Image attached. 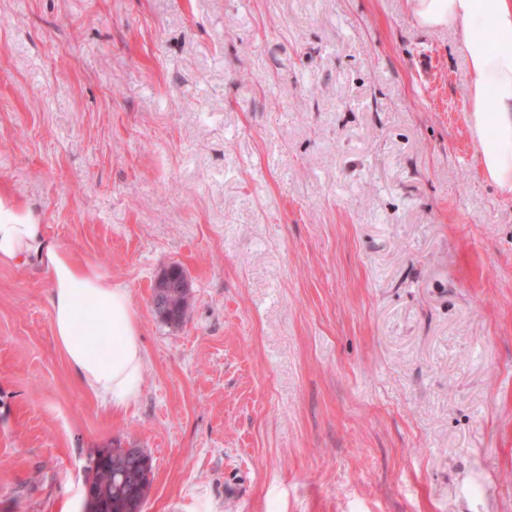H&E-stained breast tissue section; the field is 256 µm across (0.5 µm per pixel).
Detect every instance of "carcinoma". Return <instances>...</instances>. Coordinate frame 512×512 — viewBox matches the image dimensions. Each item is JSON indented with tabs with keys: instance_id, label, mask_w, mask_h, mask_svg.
I'll return each mask as SVG.
<instances>
[{
	"instance_id": "1",
	"label": "carcinoma",
	"mask_w": 512,
	"mask_h": 512,
	"mask_svg": "<svg viewBox=\"0 0 512 512\" xmlns=\"http://www.w3.org/2000/svg\"><path fill=\"white\" fill-rule=\"evenodd\" d=\"M152 308L165 323L179 326L193 302L182 288H156ZM152 459L142 448L121 444L96 451L85 484L95 497L92 512H141L152 485Z\"/></svg>"
}]
</instances>
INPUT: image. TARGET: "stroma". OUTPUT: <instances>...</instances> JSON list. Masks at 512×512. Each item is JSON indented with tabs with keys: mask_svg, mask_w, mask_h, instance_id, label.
<instances>
[{
	"mask_svg": "<svg viewBox=\"0 0 512 512\" xmlns=\"http://www.w3.org/2000/svg\"><path fill=\"white\" fill-rule=\"evenodd\" d=\"M467 83L403 0H0V193L127 288L145 354L112 412L0 264V512H84L115 440L141 512H512V197ZM177 279L178 276L169 282L176 283ZM166 280L167 277L162 275L155 283L152 308L162 321L179 326L183 324L192 308L193 296L190 291L182 289L191 288L190 283L185 276H181L178 279L179 288H156L160 281Z\"/></svg>",
	"mask_w": 512,
	"mask_h": 512,
	"instance_id": "35a3bbf8",
	"label": "stroma"
}]
</instances>
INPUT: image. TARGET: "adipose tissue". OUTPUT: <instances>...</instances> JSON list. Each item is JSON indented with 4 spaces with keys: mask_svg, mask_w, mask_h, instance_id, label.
Returning a JSON list of instances; mask_svg holds the SVG:
<instances>
[{
    "mask_svg": "<svg viewBox=\"0 0 512 512\" xmlns=\"http://www.w3.org/2000/svg\"><path fill=\"white\" fill-rule=\"evenodd\" d=\"M419 27L451 28L469 64L468 121L484 177L512 195V0H407ZM0 263L39 266L53 335L75 380L122 412L140 396L144 352L129 292L112 284L0 194Z\"/></svg>",
    "mask_w": 512,
    "mask_h": 512,
    "instance_id": "1",
    "label": "adipose tissue"
}]
</instances>
